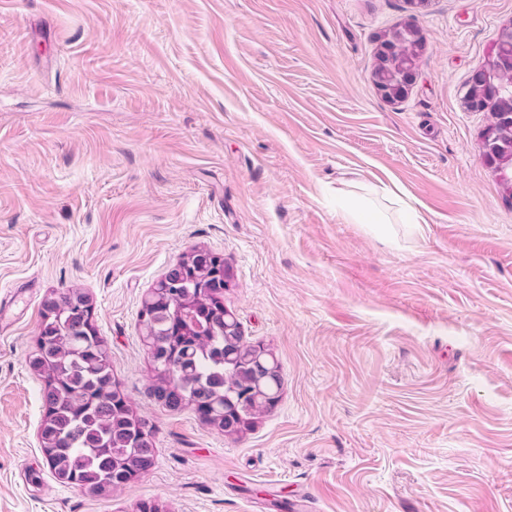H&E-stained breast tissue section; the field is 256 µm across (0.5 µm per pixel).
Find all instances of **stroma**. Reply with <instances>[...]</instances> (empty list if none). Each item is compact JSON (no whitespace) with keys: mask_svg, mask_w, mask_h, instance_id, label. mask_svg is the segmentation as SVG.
I'll list each match as a JSON object with an SVG mask.
<instances>
[{"mask_svg":"<svg viewBox=\"0 0 512 512\" xmlns=\"http://www.w3.org/2000/svg\"><path fill=\"white\" fill-rule=\"evenodd\" d=\"M408 23L425 50L392 102L372 71ZM511 23L512 0H0V512L303 489L314 512H512V201L462 101ZM196 251L281 367L238 437L150 394L141 303ZM69 288L156 427L154 466L98 495L39 437L29 357Z\"/></svg>","mask_w":512,"mask_h":512,"instance_id":"1","label":"stroma"}]
</instances>
